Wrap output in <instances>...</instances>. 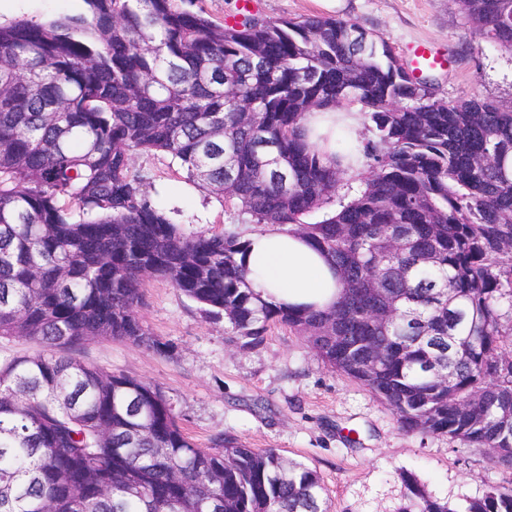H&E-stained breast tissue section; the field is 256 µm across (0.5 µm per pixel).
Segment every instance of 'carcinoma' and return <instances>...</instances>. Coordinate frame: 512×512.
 <instances>
[{
    "label": "carcinoma",
    "mask_w": 512,
    "mask_h": 512,
    "mask_svg": "<svg viewBox=\"0 0 512 512\" xmlns=\"http://www.w3.org/2000/svg\"><path fill=\"white\" fill-rule=\"evenodd\" d=\"M84 2L0 24V337L46 350L0 367V512H328L317 471L231 436L200 448L159 386L70 354L99 338L159 348L136 314L154 278L224 319L231 343L286 326L402 430L512 470V369H498L512 357V110L417 90L390 42L351 21L228 26L177 0ZM462 6L512 49V0ZM355 102L369 136L317 151L307 114ZM152 152L236 202L243 223L304 234L336 267V302L262 300L248 240L186 237L152 203L131 171ZM351 179L362 188L327 210ZM387 234L402 247L378 249ZM473 397L476 416L461 410ZM401 481L396 512H512V486L459 511Z\"/></svg>",
    "instance_id": "obj_1"
}]
</instances>
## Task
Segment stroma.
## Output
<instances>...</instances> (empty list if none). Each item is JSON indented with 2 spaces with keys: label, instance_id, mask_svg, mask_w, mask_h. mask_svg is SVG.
Segmentation results:
<instances>
[{
  "label": "stroma",
  "instance_id": "stroma-1",
  "mask_svg": "<svg viewBox=\"0 0 512 512\" xmlns=\"http://www.w3.org/2000/svg\"><path fill=\"white\" fill-rule=\"evenodd\" d=\"M249 7L266 18L324 13L320 0H252ZM85 10L84 0H0V23L43 22ZM335 15L384 36L401 60L417 43L445 54L446 68L429 75L436 99L489 98L512 109V50L475 33L459 0H343ZM134 169L184 235L257 233L233 203L201 188L185 193L184 174L170 156H136ZM137 315L160 349L98 339L76 347L75 356L159 385L198 447L232 436L315 469L330 512H392L403 471L456 506L491 487L512 486V471L494 467L485 449L402 431L384 403L326 367L288 327H271L260 347H237L228 341V324L206 317L163 279L145 283Z\"/></svg>",
  "mask_w": 512,
  "mask_h": 512
}]
</instances>
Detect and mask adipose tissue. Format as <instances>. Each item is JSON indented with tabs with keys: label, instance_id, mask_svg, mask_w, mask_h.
Wrapping results in <instances>:
<instances>
[{
	"label": "adipose tissue",
	"instance_id": "obj_1",
	"mask_svg": "<svg viewBox=\"0 0 512 512\" xmlns=\"http://www.w3.org/2000/svg\"><path fill=\"white\" fill-rule=\"evenodd\" d=\"M360 121L359 113L339 108L310 113L305 120L308 141L320 153L334 154L337 131L354 132ZM245 265L251 287L269 302L324 309L339 292L331 262L292 232L271 229L252 234Z\"/></svg>",
	"mask_w": 512,
	"mask_h": 512
}]
</instances>
